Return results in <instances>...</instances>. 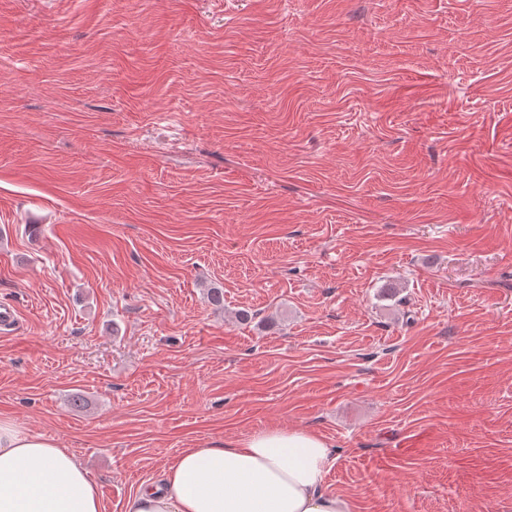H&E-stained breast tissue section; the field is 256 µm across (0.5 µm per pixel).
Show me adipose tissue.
Here are the masks:
<instances>
[{
	"mask_svg": "<svg viewBox=\"0 0 512 512\" xmlns=\"http://www.w3.org/2000/svg\"><path fill=\"white\" fill-rule=\"evenodd\" d=\"M333 461L321 435L280 427L186 448L126 512H351L348 499L323 488ZM0 512H103V505L70 449L0 418Z\"/></svg>",
	"mask_w": 512,
	"mask_h": 512,
	"instance_id": "adipose-tissue-1",
	"label": "adipose tissue"
}]
</instances>
